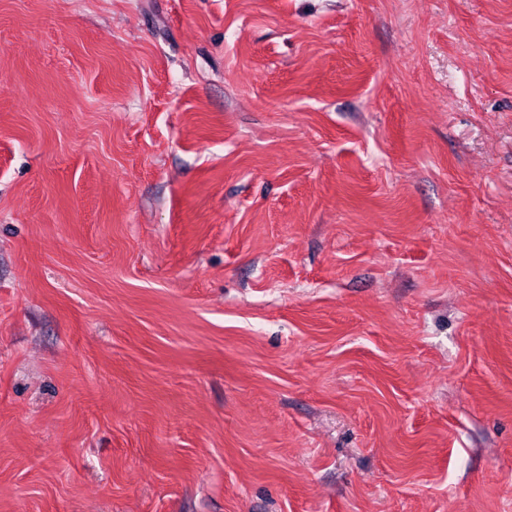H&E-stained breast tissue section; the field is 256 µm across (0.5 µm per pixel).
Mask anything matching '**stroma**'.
<instances>
[{
	"label": "stroma",
	"mask_w": 512,
	"mask_h": 512,
	"mask_svg": "<svg viewBox=\"0 0 512 512\" xmlns=\"http://www.w3.org/2000/svg\"><path fill=\"white\" fill-rule=\"evenodd\" d=\"M0 512H512V0H0Z\"/></svg>",
	"instance_id": "1"
}]
</instances>
